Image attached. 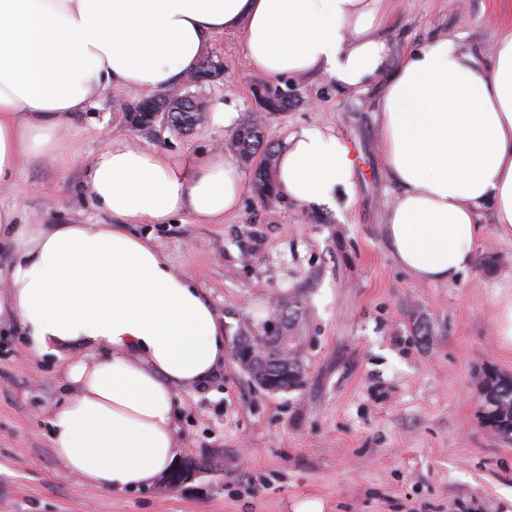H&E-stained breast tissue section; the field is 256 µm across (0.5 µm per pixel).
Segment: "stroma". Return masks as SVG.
I'll return each mask as SVG.
<instances>
[{
    "instance_id": "1",
    "label": "stroma",
    "mask_w": 512,
    "mask_h": 512,
    "mask_svg": "<svg viewBox=\"0 0 512 512\" xmlns=\"http://www.w3.org/2000/svg\"><path fill=\"white\" fill-rule=\"evenodd\" d=\"M512 31V0H396L383 35L393 57L444 35L491 54ZM206 55L224 76L205 88L210 106L243 115L260 75L246 66L240 37L211 36ZM288 110L268 117L277 144L306 125L333 128L355 153L352 195L337 209L271 207L244 191L223 223L181 214L139 224L178 270L194 276L228 336L260 332L281 300L301 315V387L261 389L226 356L204 385L176 394L179 463L193 481L167 478L112 492L65 477L48 419L69 393L63 360H33L16 323H0V512H294L308 500L323 512H512V438L481 421L482 377L512 376V348L495 316L512 294V237L490 208L478 217L475 263L451 285L421 283L395 262L385 233L395 190L377 138L381 86L341 93L323 77H292ZM129 92L107 95L63 135L74 154L58 169L23 161L0 204L22 224H108L84 190L87 162L104 139L180 157L228 146L231 129L205 121L176 134L131 127Z\"/></svg>"
}]
</instances>
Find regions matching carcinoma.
I'll list each match as a JSON object with an SVG mask.
<instances>
[{
    "instance_id": "obj_1",
    "label": "carcinoma",
    "mask_w": 512,
    "mask_h": 512,
    "mask_svg": "<svg viewBox=\"0 0 512 512\" xmlns=\"http://www.w3.org/2000/svg\"><path fill=\"white\" fill-rule=\"evenodd\" d=\"M224 75L220 60L207 57L200 61L190 82L156 98L139 101L127 108L132 123L137 127H151L162 122L171 130L181 133L205 119L202 112L204 87ZM254 101L265 98L279 108H286L290 102L277 88L265 82L252 90ZM265 108L259 106L248 112L235 130L230 141L238 155L254 165L252 191L262 205L277 200L274 189L276 150L264 143L263 127ZM264 342V351L259 361H249L243 370L256 384L268 392H281L300 385L303 368L296 356V337L284 332L279 341H272L266 332L249 334L250 342L256 339ZM483 409L492 418L498 433L512 435V377L500 375L495 380L484 383Z\"/></svg>"
}]
</instances>
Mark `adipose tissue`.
I'll list each match as a JSON object with an SVG mask.
<instances>
[{"mask_svg": "<svg viewBox=\"0 0 512 512\" xmlns=\"http://www.w3.org/2000/svg\"><path fill=\"white\" fill-rule=\"evenodd\" d=\"M386 0H0V185L23 159L71 157L60 138L109 93L148 96L194 70L207 40L238 34L249 71L322 76L345 94L382 80L377 137L396 187L386 235L397 265L421 283H455L474 262L478 210L512 235V33L491 57L439 37L393 60ZM354 160L336 131L307 125L278 147L280 199L335 207ZM110 224L22 228L0 320L16 321L37 359L74 349L68 397L50 441L66 477L122 491L175 463L178 390L205 383L228 353L224 323L195 279L135 224L189 213L205 224L235 212L245 177L222 149L175 158L104 140L87 163Z\"/></svg>", "mask_w": 512, "mask_h": 512, "instance_id": "adipose-tissue-1", "label": "adipose tissue"}]
</instances>
